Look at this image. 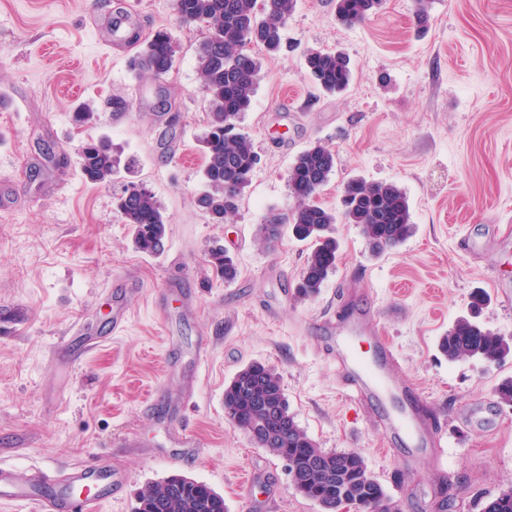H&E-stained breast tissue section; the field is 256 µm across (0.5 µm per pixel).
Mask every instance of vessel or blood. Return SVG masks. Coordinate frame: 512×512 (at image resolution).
Wrapping results in <instances>:
<instances>
[{"mask_svg":"<svg viewBox=\"0 0 512 512\" xmlns=\"http://www.w3.org/2000/svg\"><path fill=\"white\" fill-rule=\"evenodd\" d=\"M357 335L375 338L378 362L361 361L352 343ZM334 350L340 366L353 377L355 400H367L394 390V350L385 337L379 336L370 317L342 323L336 330ZM381 423L386 433L398 437L406 447H423L421 424L415 412L388 415ZM123 481V475L113 471L104 459L56 476L0 466V503L21 502L32 506L34 512H99L103 500L111 497Z\"/></svg>","mask_w":512,"mask_h":512,"instance_id":"obj_1","label":"vessel or blood"}]
</instances>
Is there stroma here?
Listing matches in <instances>:
<instances>
[{
	"mask_svg": "<svg viewBox=\"0 0 512 512\" xmlns=\"http://www.w3.org/2000/svg\"><path fill=\"white\" fill-rule=\"evenodd\" d=\"M122 5L141 38L166 29L179 41L163 80L131 70L137 48L113 40L112 0H0V95L19 104L0 112V314L13 317L0 322V465L53 474L111 453L127 481L101 512H132L140 490L174 474L208 484L228 512H321L224 412L225 384L260 361L320 448L364 457L394 512H437L444 500L448 512H480L486 494L512 486V406L496 394L512 357L451 362L437 344L477 291L480 322L512 342V0H431L423 28L413 0H383L353 26L334 0H297L281 51L250 49L262 70L237 125L260 162L224 224L196 205L206 31L181 23L173 0ZM311 49L349 57L345 92L315 86ZM115 94L129 112L107 108ZM81 105L95 121L74 122ZM102 136L170 215L163 254L134 249L114 203L121 180H81L77 148ZM316 141L336 155L324 207L340 210L349 179L393 183L416 229L375 255L357 225L337 224L336 270L299 301L306 244L285 235L266 248L256 230L295 207L288 168ZM214 246L236 262L233 282L209 265ZM365 308L393 344L395 375L426 396L424 419L447 421L438 462L387 435L383 406L355 403L329 354L332 329ZM78 324L102 341L74 348L67 373L53 354Z\"/></svg>",
	"mask_w": 512,
	"mask_h": 512,
	"instance_id": "obj_1",
	"label": "stroma"
}]
</instances>
